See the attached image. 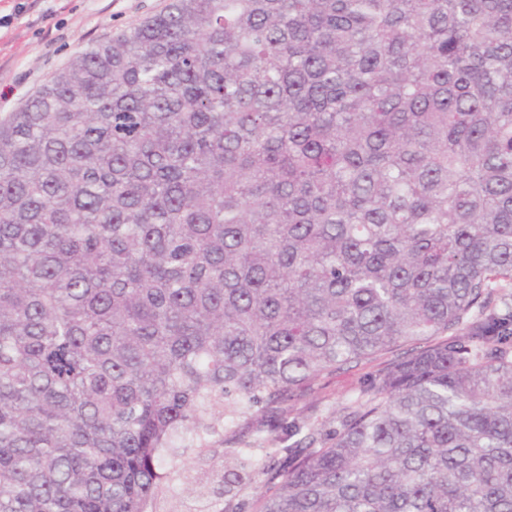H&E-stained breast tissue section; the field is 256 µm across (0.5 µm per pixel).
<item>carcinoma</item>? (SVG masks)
<instances>
[{"label":"carcinoma","mask_w":512,"mask_h":512,"mask_svg":"<svg viewBox=\"0 0 512 512\" xmlns=\"http://www.w3.org/2000/svg\"><path fill=\"white\" fill-rule=\"evenodd\" d=\"M505 288L512 0H170L0 114V512H512ZM405 351L406 347H401L313 381L289 404L288 421L295 420L301 425H314L323 430L336 427V418L356 399L364 383Z\"/></svg>","instance_id":"obj_1"}]
</instances>
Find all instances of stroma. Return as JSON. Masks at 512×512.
Instances as JSON below:
<instances>
[{"mask_svg": "<svg viewBox=\"0 0 512 512\" xmlns=\"http://www.w3.org/2000/svg\"><path fill=\"white\" fill-rule=\"evenodd\" d=\"M169 0H0V113L25 100L88 45L164 10ZM394 358L371 361L313 381L289 405V419L328 430L361 387Z\"/></svg>", "mask_w": 512, "mask_h": 512, "instance_id": "35a3bbf8", "label": "stroma"}]
</instances>
